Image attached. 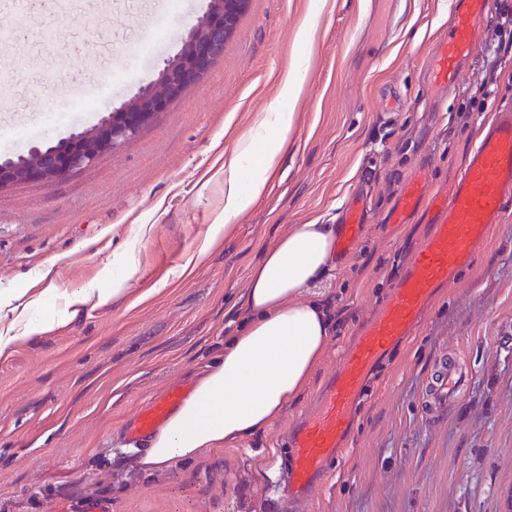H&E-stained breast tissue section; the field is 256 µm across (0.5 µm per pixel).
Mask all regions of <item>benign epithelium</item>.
<instances>
[{
  "mask_svg": "<svg viewBox=\"0 0 512 512\" xmlns=\"http://www.w3.org/2000/svg\"><path fill=\"white\" fill-rule=\"evenodd\" d=\"M246 0H208L203 15L189 29L180 50L168 59L158 78L70 139L31 149L25 163L0 162V191L29 183L51 186L120 149L153 118L197 85L224 55L236 32Z\"/></svg>",
  "mask_w": 512,
  "mask_h": 512,
  "instance_id": "obj_1",
  "label": "benign epithelium"
}]
</instances>
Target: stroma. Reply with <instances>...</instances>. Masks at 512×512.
Masks as SVG:
<instances>
[{"instance_id":"35a3bbf8","label":"stroma","mask_w":512,"mask_h":512,"mask_svg":"<svg viewBox=\"0 0 512 512\" xmlns=\"http://www.w3.org/2000/svg\"><path fill=\"white\" fill-rule=\"evenodd\" d=\"M206 5L35 0L34 24L60 38L41 46L22 33L0 49V160L97 124L151 84ZM452 6L401 0L390 19L381 0H249L223 57L138 136L53 186L0 192V289L108 288L127 265L137 269L123 296L78 307L0 357V512H69L88 499L112 512H512V200L379 367L327 482L297 501L283 495L290 427L429 230L421 211L389 223L404 180L421 172L448 186L481 125L512 109V61L488 96L476 93L475 56L448 94L432 88L429 43ZM298 66L305 80L280 171L228 235L209 241L224 195L218 160L280 108L282 79ZM464 108L467 121L450 123ZM358 191L372 222L311 290L337 328L303 396L260 437L145 473L121 441L125 420L170 385L193 384L223 351L250 268L278 233L339 223ZM444 354L470 382L435 418L423 392Z\"/></svg>"}]
</instances>
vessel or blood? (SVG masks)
I'll list each match as a JSON object with an SVG mask.
<instances>
[{
    "mask_svg": "<svg viewBox=\"0 0 512 512\" xmlns=\"http://www.w3.org/2000/svg\"><path fill=\"white\" fill-rule=\"evenodd\" d=\"M490 0H455L448 28L429 45V80L441 89L456 85L464 63L478 47L477 33L489 12ZM9 24L0 26V46L10 47L17 28L28 26L32 0H0ZM512 198V109L495 113L480 136L461 176L450 187L431 190L421 175L403 184L389 221L405 223L425 209L432 231L406 264L397 283L356 337L328 378L314 409L291 430L286 452L288 497L309 494L333 470L356 421V409L373 368L391 349L412 335L433 298L455 284L475 248L485 243L501 219L503 203ZM370 206L366 196L353 194L342 216L336 254L353 250ZM465 379L454 363L441 362L428 382L431 412L457 399ZM192 393L176 383L139 408L125 423L122 440L131 448H148L153 435Z\"/></svg>",
    "mask_w": 512,
    "mask_h": 512,
    "instance_id": "vessel-or-blood-1",
    "label": "vessel or blood"
}]
</instances>
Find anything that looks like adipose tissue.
<instances>
[{"label":"adipose tissue","mask_w":512,"mask_h":512,"mask_svg":"<svg viewBox=\"0 0 512 512\" xmlns=\"http://www.w3.org/2000/svg\"><path fill=\"white\" fill-rule=\"evenodd\" d=\"M292 125V113L270 112L241 137L220 169L224 206L213 215L210 239L220 238L231 218L264 196ZM338 232L335 224H299L261 254L249 274L236 335L225 341L223 356L196 380L189 399L153 436L141 459L145 471H167L263 433L301 397L332 334L325 306L307 292L330 272ZM40 305V298L0 291V311L18 313L23 322L21 335L0 330V357L18 338L33 339L53 329L54 320L36 317Z\"/></svg>","instance_id":"obj_1"}]
</instances>
